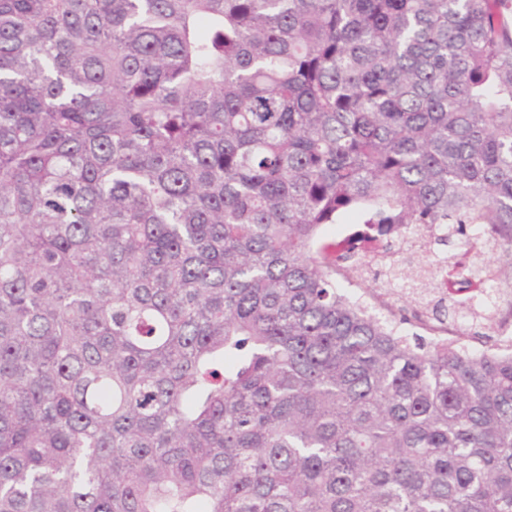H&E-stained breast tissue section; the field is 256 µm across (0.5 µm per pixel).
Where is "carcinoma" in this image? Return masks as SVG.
I'll list each match as a JSON object with an SVG mask.
<instances>
[{"label": "carcinoma", "mask_w": 512, "mask_h": 512, "mask_svg": "<svg viewBox=\"0 0 512 512\" xmlns=\"http://www.w3.org/2000/svg\"><path fill=\"white\" fill-rule=\"evenodd\" d=\"M359 215L512 288V0H0V512H512V349ZM391 252L384 259L377 255L361 257L353 263L358 265V269L336 274V287L360 298L382 316L393 319L403 335L428 337V327L412 317L417 303L410 296L397 294L399 288L394 285L395 281L389 283L384 275L390 266L400 269L415 266L418 254L407 246L394 247ZM466 335L469 346L473 349L484 350L494 345L497 336L491 328H484L482 325H467Z\"/></svg>", "instance_id": "cac0c4a2"}]
</instances>
